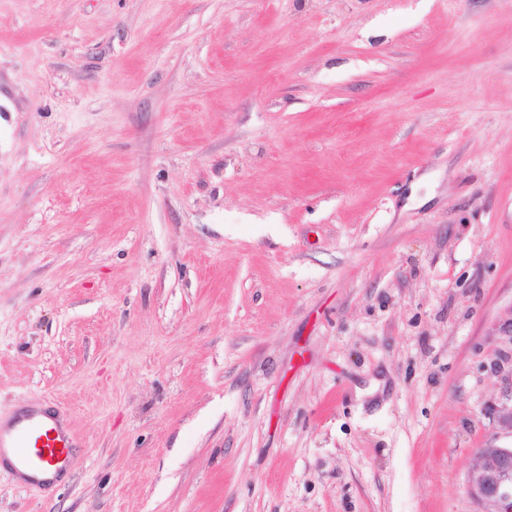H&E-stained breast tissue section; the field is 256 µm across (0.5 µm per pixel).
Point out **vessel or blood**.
I'll use <instances>...</instances> for the list:
<instances>
[{
  "label": "vessel or blood",
  "instance_id": "1",
  "mask_svg": "<svg viewBox=\"0 0 512 512\" xmlns=\"http://www.w3.org/2000/svg\"><path fill=\"white\" fill-rule=\"evenodd\" d=\"M71 459L68 429L45 409L31 407L0 421V463L8 464L28 488L49 485Z\"/></svg>",
  "mask_w": 512,
  "mask_h": 512
}]
</instances>
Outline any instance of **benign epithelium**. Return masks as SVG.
I'll return each instance as SVG.
<instances>
[{
    "label": "benign epithelium",
    "mask_w": 512,
    "mask_h": 512,
    "mask_svg": "<svg viewBox=\"0 0 512 512\" xmlns=\"http://www.w3.org/2000/svg\"><path fill=\"white\" fill-rule=\"evenodd\" d=\"M468 491L483 512H512V445L477 449Z\"/></svg>",
    "instance_id": "7a95c632"
}]
</instances>
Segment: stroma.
Listing matches in <instances>:
<instances>
[{
	"label": "stroma",
	"instance_id": "obj_1",
	"mask_svg": "<svg viewBox=\"0 0 512 512\" xmlns=\"http://www.w3.org/2000/svg\"><path fill=\"white\" fill-rule=\"evenodd\" d=\"M509 403L512 0H0V512H481ZM72 438L53 414L41 407L0 420V463H7L30 489L42 488L69 468Z\"/></svg>",
	"mask_w": 512,
	"mask_h": 512
}]
</instances>
